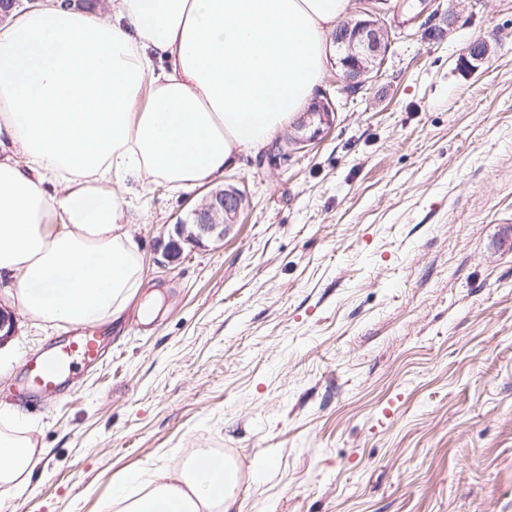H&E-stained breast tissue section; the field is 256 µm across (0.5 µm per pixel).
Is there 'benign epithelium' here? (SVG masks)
<instances>
[{"mask_svg": "<svg viewBox=\"0 0 512 512\" xmlns=\"http://www.w3.org/2000/svg\"><path fill=\"white\" fill-rule=\"evenodd\" d=\"M368 7L361 11L363 19H354L336 31L334 42L340 53L338 63L343 70V80L351 90H360L363 77L383 68L385 54L391 44V27L379 16L372 2L362 0ZM338 111L334 99L327 93L319 96L307 109V114L319 120L312 136H317L320 126L333 123ZM245 201L243 190L229 186L211 192L205 202L191 211V222L184 220L175 225L178 237L198 244L205 237L224 239L226 225L237 223Z\"/></svg>", "mask_w": 512, "mask_h": 512, "instance_id": "benign-epithelium-1", "label": "benign epithelium"}]
</instances>
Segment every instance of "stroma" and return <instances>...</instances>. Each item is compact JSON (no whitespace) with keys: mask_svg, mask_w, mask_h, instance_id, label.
I'll return each mask as SVG.
<instances>
[{"mask_svg":"<svg viewBox=\"0 0 512 512\" xmlns=\"http://www.w3.org/2000/svg\"><path fill=\"white\" fill-rule=\"evenodd\" d=\"M401 2L381 0L393 41L358 93L329 50L331 130L124 196L144 284L66 395L13 399L74 328L0 274V410L40 451L0 512H98L199 448L226 451L243 512H512V0H426L413 20ZM232 183L238 223L169 257L177 219Z\"/></svg>","mask_w":512,"mask_h":512,"instance_id":"35a3bbf8","label":"stroma"}]
</instances>
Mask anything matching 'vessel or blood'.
<instances>
[{
  "label": "vessel or blood",
  "instance_id": "obj_1",
  "mask_svg": "<svg viewBox=\"0 0 512 512\" xmlns=\"http://www.w3.org/2000/svg\"><path fill=\"white\" fill-rule=\"evenodd\" d=\"M102 355L101 339L92 331L54 344L43 357L25 360L15 395L22 401L35 402L44 394L60 391L76 371L93 367Z\"/></svg>",
  "mask_w": 512,
  "mask_h": 512
}]
</instances>
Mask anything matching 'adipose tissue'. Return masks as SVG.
Instances as JSON below:
<instances>
[{"label":"adipose tissue","mask_w":512,"mask_h":512,"mask_svg":"<svg viewBox=\"0 0 512 512\" xmlns=\"http://www.w3.org/2000/svg\"><path fill=\"white\" fill-rule=\"evenodd\" d=\"M349 0H112L0 25V271L51 323L95 324L143 286L121 197L191 188L269 143L326 67ZM27 442L0 432V481L25 479ZM101 512H242L233 468L197 454Z\"/></svg>","instance_id":"ef3b65f1"}]
</instances>
